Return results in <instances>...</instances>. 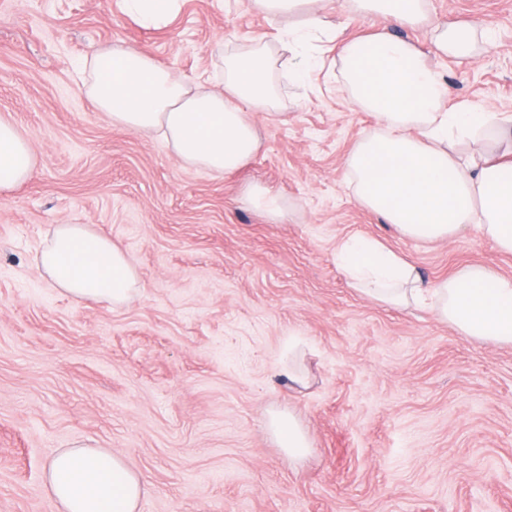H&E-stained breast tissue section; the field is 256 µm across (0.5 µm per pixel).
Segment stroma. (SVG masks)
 <instances>
[{"label":"stroma","instance_id":"stroma-1","mask_svg":"<svg viewBox=\"0 0 512 512\" xmlns=\"http://www.w3.org/2000/svg\"><path fill=\"white\" fill-rule=\"evenodd\" d=\"M429 4V24L397 31L424 52L437 24L494 34L475 60H440L450 105L512 113V0ZM287 25L251 0H179L158 24L124 0H0V116L39 156L0 195V512H53L45 465L80 445L141 475L139 512H512V347L360 296L335 252L375 237L431 281L469 266L512 276V255L473 230L410 240L358 203L345 161L380 126L337 85L329 41L305 84L280 80L284 119L256 113L259 154L223 176L112 126L75 72L123 45L217 89L225 55L278 45ZM255 186L289 202L281 222L246 204ZM57 224L131 255L128 306L74 302L38 271ZM274 410L306 430L302 460L271 436Z\"/></svg>","mask_w":512,"mask_h":512}]
</instances>
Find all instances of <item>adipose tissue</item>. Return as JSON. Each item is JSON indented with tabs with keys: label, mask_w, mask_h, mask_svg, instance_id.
<instances>
[{
	"label": "adipose tissue",
	"mask_w": 512,
	"mask_h": 512,
	"mask_svg": "<svg viewBox=\"0 0 512 512\" xmlns=\"http://www.w3.org/2000/svg\"><path fill=\"white\" fill-rule=\"evenodd\" d=\"M323 0H253L269 15L291 17L290 80L304 84L322 61L314 43L329 25ZM348 11L375 16L373 36L339 43L338 78L352 103L375 114L382 130L349 154V184L357 201L403 236L433 242L474 228L512 253V115L448 107L451 88L434 57L394 38L392 29L429 21L428 0H345ZM439 55L470 59L491 44L490 32L466 22L434 29ZM278 61L257 43L224 59L218 90L191 87L155 57L127 46L93 51L80 65L96 111L113 125L160 136L182 165L224 175L245 167L262 139L255 113L278 116ZM490 133L494 152L461 153L463 139ZM39 159L29 137L0 117V192L34 173ZM336 261L360 295L397 309L430 307L459 335L512 346V277L482 266L426 280L415 265L374 237L351 236ZM36 265L51 284L77 302L118 308L138 292L136 267L111 238L86 224L55 225ZM267 426L289 459L307 456L311 443L294 414L270 412ZM54 512H137L143 485L119 455L79 446L46 465Z\"/></svg>",
	"instance_id": "adipose-tissue-1"
}]
</instances>
